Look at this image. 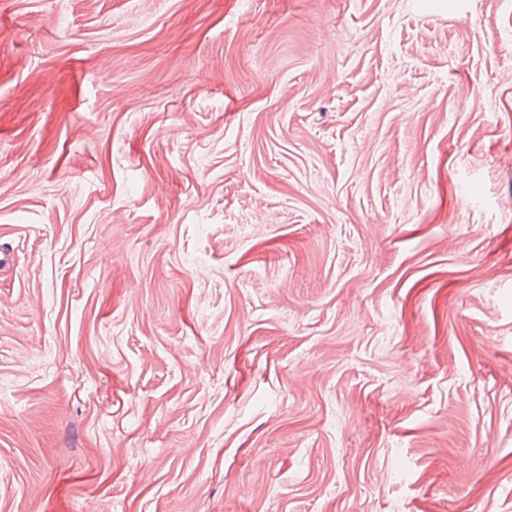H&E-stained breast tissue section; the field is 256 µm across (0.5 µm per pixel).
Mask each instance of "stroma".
Masks as SVG:
<instances>
[{"instance_id":"obj_1","label":"stroma","mask_w":512,"mask_h":512,"mask_svg":"<svg viewBox=\"0 0 512 512\" xmlns=\"http://www.w3.org/2000/svg\"><path fill=\"white\" fill-rule=\"evenodd\" d=\"M0 512H512V0H0Z\"/></svg>"}]
</instances>
